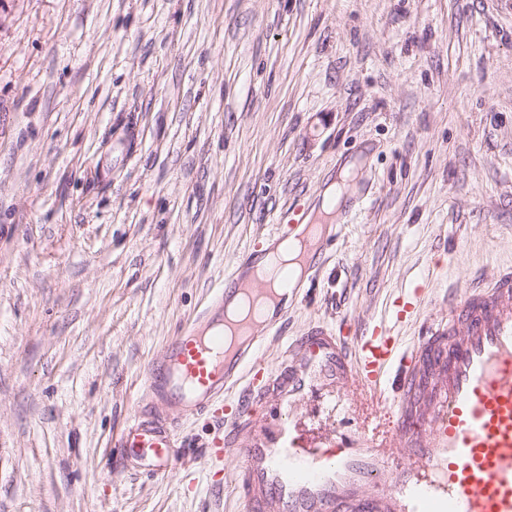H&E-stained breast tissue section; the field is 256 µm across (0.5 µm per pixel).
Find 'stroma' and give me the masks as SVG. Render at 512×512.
<instances>
[{"label": "stroma", "mask_w": 512, "mask_h": 512, "mask_svg": "<svg viewBox=\"0 0 512 512\" xmlns=\"http://www.w3.org/2000/svg\"><path fill=\"white\" fill-rule=\"evenodd\" d=\"M349 169L336 237L263 349L351 340L512 264V0H0V512H242L183 428L116 474L142 372L259 235ZM319 381L293 416L333 426Z\"/></svg>", "instance_id": "stroma-1"}]
</instances>
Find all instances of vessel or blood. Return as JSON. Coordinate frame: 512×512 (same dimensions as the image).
<instances>
[{
    "mask_svg": "<svg viewBox=\"0 0 512 512\" xmlns=\"http://www.w3.org/2000/svg\"><path fill=\"white\" fill-rule=\"evenodd\" d=\"M248 249L197 316L167 341L144 373L145 404L117 442L120 472L170 477L182 421L204 414L239 417L224 394L242 377L268 406L263 430L238 449L233 482L250 512H512V267L486 284L448 296V321L410 349L394 334L426 291L393 302L388 319L353 347L325 330L288 348L286 369L264 377L260 351L287 314L231 327L224 308L258 262ZM336 382L370 422L331 446L297 436L287 408L316 379Z\"/></svg>",
    "mask_w": 512,
    "mask_h": 512,
    "instance_id": "vessel-or-blood-1",
    "label": "vessel or blood"
}]
</instances>
